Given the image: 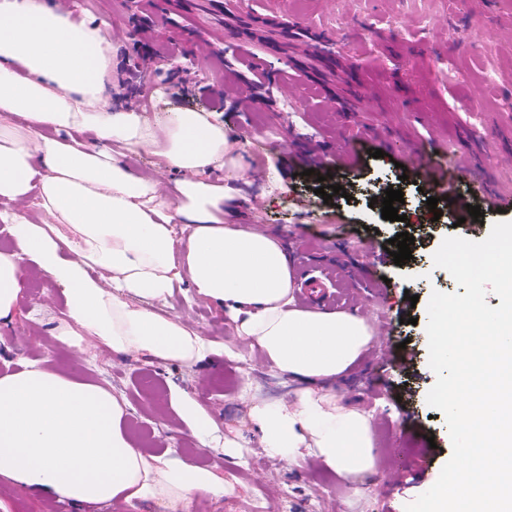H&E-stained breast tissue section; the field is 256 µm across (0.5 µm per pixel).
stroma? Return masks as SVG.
Instances as JSON below:
<instances>
[{
    "label": "stroma",
    "mask_w": 512,
    "mask_h": 512,
    "mask_svg": "<svg viewBox=\"0 0 512 512\" xmlns=\"http://www.w3.org/2000/svg\"><path fill=\"white\" fill-rule=\"evenodd\" d=\"M62 10L103 19L117 50L115 80L125 98L164 123L180 110L211 112L236 129L252 185L244 222L281 238L297 282L342 269L377 287L361 298L341 293L347 311L372 327L375 342L337 381L344 405L368 412L376 460L373 474L344 481L312 458L288 462L267 455L246 422L251 398L290 400L293 386L240 339L222 306L175 293L165 310L221 350L194 369L120 357L104 348L60 342L50 321L29 319L37 306L64 309L59 288L32 272L19 315L0 333V373L25 358L104 382L129 404L128 431L153 451L171 452L223 474V498H202L193 512H404L437 481L452 446L445 417L426 401L436 375L429 366L427 304L432 291L458 285L436 267L441 241L485 239L495 222L512 221V0H223L224 19L201 39L189 29L206 0H48ZM299 29L283 41L279 24ZM338 43L324 60L316 37ZM478 99L479 110L468 100ZM382 150L372 158V150ZM328 154L334 180L348 183L342 201L316 195L313 152ZM447 162L459 175L431 187L416 153ZM481 159L493 199L480 200L481 218L457 205L468 194L467 168ZM402 190L390 222L372 197ZM437 197L429 211L428 197ZM415 241L403 265L377 260L397 233ZM417 303H410V296ZM416 354L410 372L392 359L401 342ZM191 391L229 444L214 455L196 449L165 401L169 385ZM435 441L436 453L422 448ZM0 512H152L147 503L75 507L44 502L0 480Z\"/></svg>",
    "instance_id": "1"
}]
</instances>
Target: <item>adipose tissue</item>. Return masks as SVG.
Here are the masks:
<instances>
[{"label": "adipose tissue", "mask_w": 512, "mask_h": 512, "mask_svg": "<svg viewBox=\"0 0 512 512\" xmlns=\"http://www.w3.org/2000/svg\"><path fill=\"white\" fill-rule=\"evenodd\" d=\"M114 54L104 20L46 0H0V222L13 237L0 250V329L34 271L64 297L61 341L192 367L215 343L163 310L174 291H188L223 306L238 335L297 384L292 401L249 403L267 453L314 457L350 482L370 474L371 421L341 404L333 384L372 345L371 326L296 305L284 242L240 221L248 166L231 125L192 110L153 124L121 97ZM85 130L93 140L80 139ZM138 150L173 173L167 192L128 166ZM217 168L220 183L210 178ZM32 198L35 218L23 207ZM178 222L188 226L180 240ZM170 402L198 448L221 447L192 393L171 386ZM127 416L110 386L23 360L0 374V479L75 506L191 512L198 498L223 497L211 468L137 445Z\"/></svg>", "instance_id": "1"}]
</instances>
